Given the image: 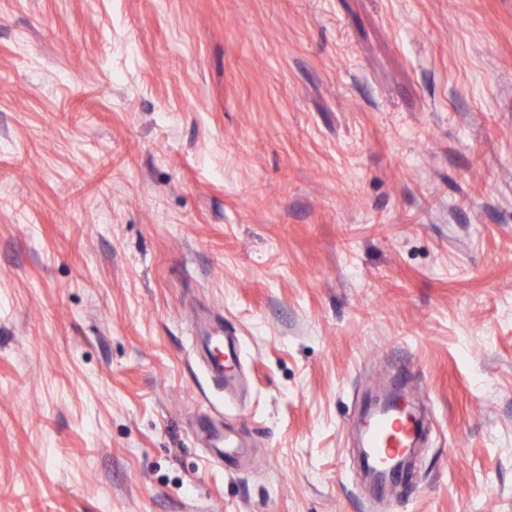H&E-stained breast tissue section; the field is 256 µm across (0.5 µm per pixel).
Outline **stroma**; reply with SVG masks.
I'll list each match as a JSON object with an SVG mask.
<instances>
[{
	"mask_svg": "<svg viewBox=\"0 0 512 512\" xmlns=\"http://www.w3.org/2000/svg\"><path fill=\"white\" fill-rule=\"evenodd\" d=\"M0 512H512V0H0ZM194 326L195 349L200 351L205 372L214 386L227 394L247 391L248 382L242 371L232 374L226 369L229 364L240 366L241 344L234 331L224 328V318L197 314ZM416 438L414 423L391 406H378L371 414L364 431V460L370 473L385 475L387 461L412 445ZM209 439V451L217 462H224V447L236 448L240 445L239 434L233 427H228L224 431V424L220 422H210L206 427Z\"/></svg>",
	"mask_w": 512,
	"mask_h": 512,
	"instance_id": "35a3bbf8",
	"label": "stroma"
}]
</instances>
